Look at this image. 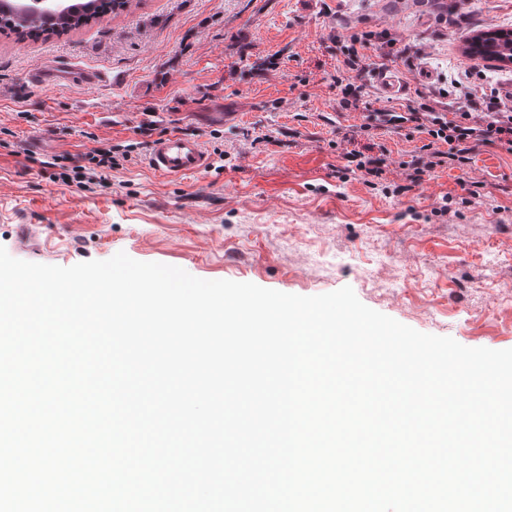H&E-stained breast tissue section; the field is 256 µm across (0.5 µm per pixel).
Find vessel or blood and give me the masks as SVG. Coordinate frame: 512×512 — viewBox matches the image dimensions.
<instances>
[{
	"mask_svg": "<svg viewBox=\"0 0 512 512\" xmlns=\"http://www.w3.org/2000/svg\"><path fill=\"white\" fill-rule=\"evenodd\" d=\"M96 74L74 67H41L32 75L37 84L49 82L90 84ZM150 167L164 176H185L204 171L210 159L199 140L171 131L155 139L148 153Z\"/></svg>",
	"mask_w": 512,
	"mask_h": 512,
	"instance_id": "vessel-or-blood-1",
	"label": "vessel or blood"
}]
</instances>
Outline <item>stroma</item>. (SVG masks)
Here are the masks:
<instances>
[{"instance_id":"obj_1","label":"stroma","mask_w":512,"mask_h":512,"mask_svg":"<svg viewBox=\"0 0 512 512\" xmlns=\"http://www.w3.org/2000/svg\"><path fill=\"white\" fill-rule=\"evenodd\" d=\"M472 33L512 30V0H462ZM365 19V108H342L335 32ZM467 38L439 27L427 0H140L62 35L0 34V246L69 267L125 252L204 280L314 296L351 287L367 307L419 332L512 349V154L475 145L464 169L412 184L428 143L367 112H406L436 89V111L464 105L458 86L512 94V66L467 58ZM54 63L92 85L31 86ZM388 73L399 98L376 80ZM171 130L211 158L199 174L161 178L151 141ZM385 174L346 171L366 144ZM111 146L95 191L63 182Z\"/></svg>"}]
</instances>
